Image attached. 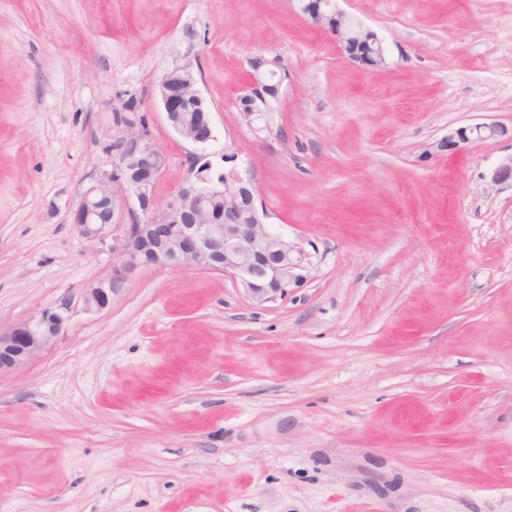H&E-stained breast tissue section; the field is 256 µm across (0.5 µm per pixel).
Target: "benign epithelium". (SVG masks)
I'll return each instance as SVG.
<instances>
[{"mask_svg": "<svg viewBox=\"0 0 512 512\" xmlns=\"http://www.w3.org/2000/svg\"><path fill=\"white\" fill-rule=\"evenodd\" d=\"M332 0H306L304 14L311 23L334 37L340 51L368 68L385 63V50L377 35L362 36L345 23L346 15L330 10ZM249 83L236 99L238 111L248 123L254 117L274 111L280 102L286 77L277 55L249 60ZM158 98L172 128L187 142L204 147L213 140L209 109L187 67L173 69L158 81ZM200 113V121L185 126L184 112ZM112 169L101 173L84 193L72 223L94 233L98 225H111L115 211L129 199L138 205L141 218L125 225L124 237L112 263V276L88 289L84 305L101 311L112 303L115 285L125 274L140 266L195 268L224 272L237 278L251 298L265 303L288 293L302 283L309 265L307 255L268 224L267 212L258 207L251 179L235 167L222 172L204 152L189 160V177L163 208L154 203L153 188L159 174L139 165L140 157L156 150L152 133L141 115L128 112L117 127ZM512 136L499 124H478L458 128L437 144L440 150L455 151L487 139ZM495 184L512 182V156L493 170ZM224 197V222L209 218L204 200L210 195ZM67 300L44 309L36 317L8 330L0 329V372L20 367L36 358L64 331L70 319Z\"/></svg>", "mask_w": 512, "mask_h": 512, "instance_id": "benign-epithelium-1", "label": "benign epithelium"}]
</instances>
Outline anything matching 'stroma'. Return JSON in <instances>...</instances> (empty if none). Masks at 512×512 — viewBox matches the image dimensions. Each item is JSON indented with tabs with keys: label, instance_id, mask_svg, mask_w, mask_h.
I'll list each match as a JSON object with an SVG mask.
<instances>
[{
	"label": "stroma",
	"instance_id": "1",
	"mask_svg": "<svg viewBox=\"0 0 512 512\" xmlns=\"http://www.w3.org/2000/svg\"><path fill=\"white\" fill-rule=\"evenodd\" d=\"M386 62L350 61L297 0H0V328L61 300L66 330L0 373V512H512V0H339ZM279 109L248 126L249 61ZM189 67L213 162L234 153L309 256L266 303L221 272L143 266L101 311L130 221L71 218L112 165L113 114L167 166L193 145L154 90ZM252 70L249 83L241 90L236 99L238 112L252 124L254 117L265 112H274V104L282 96L283 81L286 77L282 60L277 55L251 58ZM271 78H276L271 81ZM512 136L511 129L499 124H478L475 126H467L458 128L454 134L443 139L436 146L437 149L455 151L462 145H472L487 139L496 137Z\"/></svg>",
	"mask_w": 512,
	"mask_h": 512
}]
</instances>
